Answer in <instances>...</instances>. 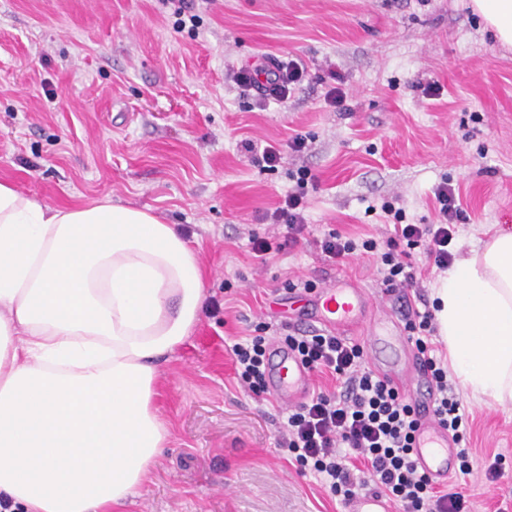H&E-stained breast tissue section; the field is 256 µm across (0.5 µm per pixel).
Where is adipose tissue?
I'll return each instance as SVG.
<instances>
[{
    "mask_svg": "<svg viewBox=\"0 0 512 512\" xmlns=\"http://www.w3.org/2000/svg\"><path fill=\"white\" fill-rule=\"evenodd\" d=\"M502 46L512 0H471ZM451 372L512 409V230L434 290ZM206 295L175 225L102 199L51 207L0 182V501L15 512H112L171 433L158 362L190 337Z\"/></svg>",
    "mask_w": 512,
    "mask_h": 512,
    "instance_id": "ef3b65f1",
    "label": "adipose tissue"
}]
</instances>
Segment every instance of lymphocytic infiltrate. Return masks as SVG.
Returning a JSON list of instances; mask_svg holds the SVG:
<instances>
[{
    "label": "lymphocytic infiltrate",
    "instance_id": "1",
    "mask_svg": "<svg viewBox=\"0 0 512 512\" xmlns=\"http://www.w3.org/2000/svg\"><path fill=\"white\" fill-rule=\"evenodd\" d=\"M302 77L298 62L268 56L256 68L238 70L234 80L243 90L256 89L263 98L283 102ZM434 198L438 223H405L403 210L387 203L382 210L393 224L383 238L360 241L332 230L315 239L314 245L333 262L345 261L359 250L376 254L385 293L419 287L418 271L411 261L413 251L422 250L429 266L446 270L454 259L450 246L458 222L464 217L456 192L448 184L439 185ZM304 209L302 193L291 190L270 215L274 225L285 227L289 243H298L308 232ZM403 317L408 339L428 379L433 416L460 446L461 473L471 474L470 450L465 444L468 419L451 392L448 366L432 340L434 315L408 302ZM281 342L310 371L338 384L336 391L314 393L290 408L279 427V444L300 470L317 475L328 494L346 502L360 487L354 473V462L359 459L377 491L400 505L403 512H471L461 492L439 488L418 468L411 453L419 420L417 401L367 366L362 345L315 331L290 334ZM271 344V337L258 335L232 347L237 379L256 395L268 390L267 353Z\"/></svg>",
    "mask_w": 512,
    "mask_h": 512
}]
</instances>
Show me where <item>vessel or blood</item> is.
<instances>
[{
    "label": "vessel or blood",
    "instance_id": "b4317fda",
    "mask_svg": "<svg viewBox=\"0 0 512 512\" xmlns=\"http://www.w3.org/2000/svg\"><path fill=\"white\" fill-rule=\"evenodd\" d=\"M312 306L315 322L329 331L344 334L364 322L370 303L363 288L353 281L338 279L316 291ZM406 348V338L399 333H373L367 338L373 369L399 385L407 381V372L401 366ZM312 386L311 372L285 347L273 346L269 387L274 397L284 405H294L308 396ZM412 446L419 468L433 480L442 483L453 474L458 448L447 430L434 421L430 404L422 406L421 421ZM346 512H392V509L384 495L365 493L349 500Z\"/></svg>",
    "mask_w": 512,
    "mask_h": 512
}]
</instances>
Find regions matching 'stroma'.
I'll list each match as a JSON object with an SVG mask.
<instances>
[{
    "mask_svg": "<svg viewBox=\"0 0 512 512\" xmlns=\"http://www.w3.org/2000/svg\"><path fill=\"white\" fill-rule=\"evenodd\" d=\"M176 0H0V182L50 206L113 204L177 225L204 272L207 299L189 340L160 363L171 442L119 512H345L278 445L284 409L245 392L231 347L270 325L314 328L310 298L286 281L346 277L371 299L370 323L402 325L371 257L326 261L310 244L259 264L249 232L308 171L311 237L384 233L375 206L434 224L435 188L468 214L452 245L479 249L512 227V48L470 0H213L197 34L176 29ZM305 68L286 102L240 94L230 74L264 54ZM343 103L329 104L330 74ZM306 136L308 150L288 151ZM283 147L268 171L243 140ZM475 473L454 472L474 512L512 508V411L457 390ZM499 461L497 481L479 469Z\"/></svg>",
    "mask_w": 512,
    "mask_h": 512,
    "instance_id": "1",
    "label": "stroma"
}]
</instances>
